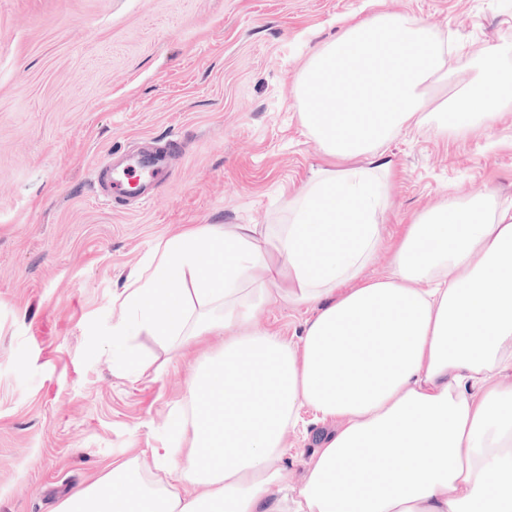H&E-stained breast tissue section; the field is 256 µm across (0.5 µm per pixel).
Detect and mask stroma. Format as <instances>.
<instances>
[{"label": "stroma", "instance_id": "1", "mask_svg": "<svg viewBox=\"0 0 512 512\" xmlns=\"http://www.w3.org/2000/svg\"><path fill=\"white\" fill-rule=\"evenodd\" d=\"M411 12L469 50L512 47V0H0V512H56L115 460L161 447L188 360L151 336L144 368L112 359L129 273L199 224H272L323 152L302 127L296 79L341 20ZM180 143L148 201L91 182L114 148ZM395 176L384 242L366 274L388 275L424 209L488 189L512 199V111L449 141L432 129L388 143ZM307 312L260 322L297 340ZM312 413L289 438L302 474Z\"/></svg>", "mask_w": 512, "mask_h": 512}]
</instances>
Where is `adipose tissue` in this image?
Instances as JSON below:
<instances>
[{
  "label": "adipose tissue",
  "instance_id": "ef3b65f1",
  "mask_svg": "<svg viewBox=\"0 0 512 512\" xmlns=\"http://www.w3.org/2000/svg\"><path fill=\"white\" fill-rule=\"evenodd\" d=\"M325 163L279 224H202L136 274L112 345L153 336L198 358L151 483L130 459L58 512H512V200L450 197L417 216L391 272L365 271L390 203L382 149L429 126L457 139L512 111V52L480 54L410 13L347 24L297 77ZM306 306L298 340L263 327ZM324 431L289 484L303 410Z\"/></svg>",
  "mask_w": 512,
  "mask_h": 512
}]
</instances>
